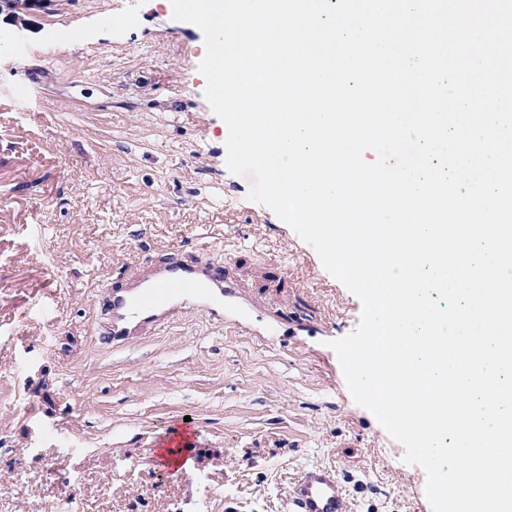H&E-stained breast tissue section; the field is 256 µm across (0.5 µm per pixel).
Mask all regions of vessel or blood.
I'll return each instance as SVG.
<instances>
[{
  "instance_id": "obj_1",
  "label": "vessel or blood",
  "mask_w": 512,
  "mask_h": 512,
  "mask_svg": "<svg viewBox=\"0 0 512 512\" xmlns=\"http://www.w3.org/2000/svg\"><path fill=\"white\" fill-rule=\"evenodd\" d=\"M195 305L225 325L256 336L277 335L279 314L244 290L228 263L173 259L136 267L125 284L112 294L113 340L123 341L141 330L176 318L182 308ZM196 441L192 424H178L161 447L188 448ZM287 512H352L350 500L333 468L315 466L299 472L286 498Z\"/></svg>"
}]
</instances>
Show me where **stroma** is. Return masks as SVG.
Wrapping results in <instances>:
<instances>
[{
  "label": "stroma",
  "mask_w": 512,
  "mask_h": 512,
  "mask_svg": "<svg viewBox=\"0 0 512 512\" xmlns=\"http://www.w3.org/2000/svg\"><path fill=\"white\" fill-rule=\"evenodd\" d=\"M204 35L167 0H58L0 51V512H285L335 467L352 512H433L423 468L357 404L332 341L362 305L229 171ZM172 254L227 261L280 336L198 307L124 342L113 288ZM191 419L193 464L149 463Z\"/></svg>",
  "instance_id": "35a3bbf8"
}]
</instances>
